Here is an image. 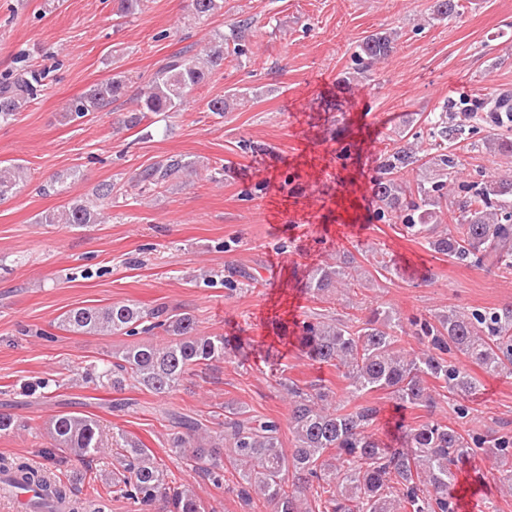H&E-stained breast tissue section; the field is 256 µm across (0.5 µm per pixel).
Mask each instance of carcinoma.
I'll return each mask as SVG.
<instances>
[{
  "instance_id": "cac0c4a2",
  "label": "carcinoma",
  "mask_w": 512,
  "mask_h": 512,
  "mask_svg": "<svg viewBox=\"0 0 512 512\" xmlns=\"http://www.w3.org/2000/svg\"><path fill=\"white\" fill-rule=\"evenodd\" d=\"M195 14L204 19L223 7V0H192ZM460 0H435L434 15L451 19L460 14ZM251 21L234 25L233 54L242 55V41ZM395 38L377 32L357 46L358 60L372 65L392 52ZM224 45L206 51L204 57L179 54L162 67L136 98V107L123 124L131 129L146 114L178 112L206 82L209 74L224 66ZM42 74L22 71L0 77V122L11 120L35 95ZM127 86L116 75L91 86L66 109L67 116L81 118L112 104ZM240 99L235 91L207 102L217 115L231 111ZM478 112L494 124L512 120V91L494 89L470 99L450 100L442 112L428 120V147L414 142L394 145L381 158L371 181L377 218L402 224L412 236L427 239L429 248L461 262H489L512 270V169L482 184L467 199H449L459 157L448 143L464 133V121ZM485 149L512 157V139L490 138ZM414 166L423 177L414 183L401 173ZM194 163L175 157L146 167L131 178L139 189L152 190L172 179L190 176ZM25 179L22 166L0 167V202L14 193ZM112 183H102L93 199H72L57 213L39 218L41 224L82 226L100 220L99 204L112 200ZM448 224L441 225V215ZM359 266L352 256L334 265L310 271L304 288L322 302L337 288L359 284ZM60 326L69 332L89 335H124L162 331L163 342L134 341L111 359L85 368L82 380L108 386L115 392L136 388L157 396L179 391L196 375L224 360L230 348L244 349L240 338L201 333L197 318L188 312L145 308L136 303L105 307H77L65 312ZM412 335L423 348L413 356L401 350L407 334L397 313L389 307L372 310L365 319L338 320L320 308L309 310L300 333L277 335L281 342L295 341L298 350L320 365L333 367L347 381L354 399L375 391L391 394L400 404L428 407L433 395L428 383L440 384L448 396L466 395L477 385L468 369L448 360L455 350L490 375H512V305L501 308L450 309L446 313L415 319ZM280 386L288 396V429L294 447H283L281 424L268 417L246 415V410L226 404L213 414L220 430L209 429L196 417L170 415L174 432L171 454L199 470L216 488L227 487L248 512L269 507L271 512H455L448 484L455 469L491 443L496 460L493 479L512 488V436L490 440L466 438L459 430L436 421L406 427L401 448H384L370 432L378 409L368 404L350 410H329L336 392L317 381L306 385L283 376ZM46 457L86 463L104 448L99 421L77 412L57 414L44 423ZM112 494L148 512L162 501L164 512H203L200 500L189 489L173 486L153 454L126 432L112 433ZM233 469L235 480L227 483ZM22 473L27 485L43 492L45 500L69 498L67 487L25 463L1 465L0 475Z\"/></svg>"
}]
</instances>
